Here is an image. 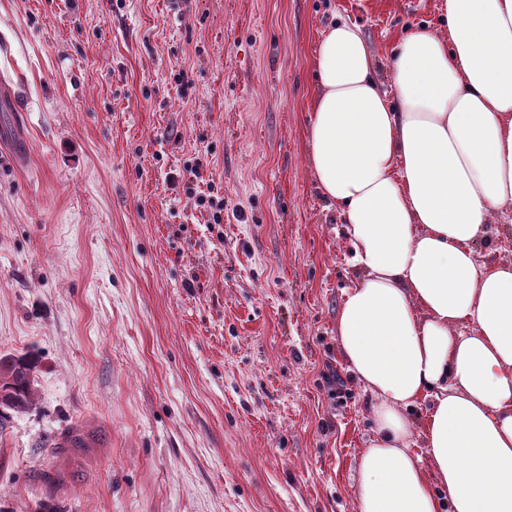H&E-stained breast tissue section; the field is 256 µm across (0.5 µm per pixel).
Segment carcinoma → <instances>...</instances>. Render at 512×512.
<instances>
[{
    "mask_svg": "<svg viewBox=\"0 0 512 512\" xmlns=\"http://www.w3.org/2000/svg\"><path fill=\"white\" fill-rule=\"evenodd\" d=\"M35 363L27 355L0 357V436L16 414L32 408Z\"/></svg>",
    "mask_w": 512,
    "mask_h": 512,
    "instance_id": "carcinoma-1",
    "label": "carcinoma"
}]
</instances>
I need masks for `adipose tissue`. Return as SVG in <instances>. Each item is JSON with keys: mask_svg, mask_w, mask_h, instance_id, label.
Segmentation results:
<instances>
[{"mask_svg": "<svg viewBox=\"0 0 512 512\" xmlns=\"http://www.w3.org/2000/svg\"><path fill=\"white\" fill-rule=\"evenodd\" d=\"M438 10L388 80L348 20L315 52L308 159L355 270L336 336L375 400L358 512H512V262L475 250L512 220V0Z\"/></svg>", "mask_w": 512, "mask_h": 512, "instance_id": "ef3b65f1", "label": "adipose tissue"}]
</instances>
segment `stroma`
I'll return each instance as SVG.
<instances>
[{
    "mask_svg": "<svg viewBox=\"0 0 512 512\" xmlns=\"http://www.w3.org/2000/svg\"><path fill=\"white\" fill-rule=\"evenodd\" d=\"M436 5L0 0V356L38 361L0 512H358L374 418L336 339L314 52L341 17L388 65Z\"/></svg>",
    "mask_w": 512,
    "mask_h": 512,
    "instance_id": "1",
    "label": "stroma"
}]
</instances>
